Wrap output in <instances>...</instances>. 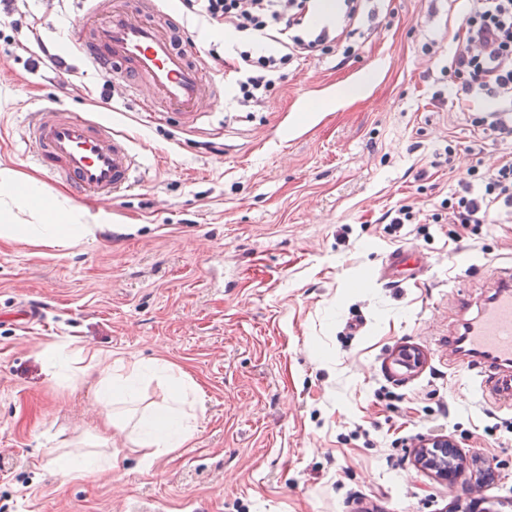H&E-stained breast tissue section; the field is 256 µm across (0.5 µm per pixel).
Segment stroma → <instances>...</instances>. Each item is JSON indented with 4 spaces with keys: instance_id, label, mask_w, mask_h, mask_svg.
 I'll list each match as a JSON object with an SVG mask.
<instances>
[{
    "instance_id": "stroma-1",
    "label": "stroma",
    "mask_w": 512,
    "mask_h": 512,
    "mask_svg": "<svg viewBox=\"0 0 512 512\" xmlns=\"http://www.w3.org/2000/svg\"><path fill=\"white\" fill-rule=\"evenodd\" d=\"M87 0H25L0 14V163L70 196L24 153L29 113L63 104L128 136L137 184L103 205L110 226L63 252L0 242V512H512V406L481 403L448 359L461 302L512 266V214L451 224L455 173L512 163V139L458 106L446 70L466 0H360L351 38L291 65L260 112L221 98L180 130L158 97L102 101L75 51ZM208 73L238 39L179 16ZM63 67L37 65L42 49ZM410 205L421 223L383 216ZM399 248L417 267L377 271ZM68 343L76 376H49ZM408 349L415 364L399 363ZM171 363L196 384V432L142 463L103 428L87 353ZM456 445L444 480L420 440Z\"/></svg>"
}]
</instances>
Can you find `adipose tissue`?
Returning <instances> with one entry per match:
<instances>
[{
  "label": "adipose tissue",
  "instance_id": "1",
  "mask_svg": "<svg viewBox=\"0 0 512 512\" xmlns=\"http://www.w3.org/2000/svg\"><path fill=\"white\" fill-rule=\"evenodd\" d=\"M20 203L30 212L32 223H20L14 211ZM107 221L104 212L91 211L64 197L50 196L37 182L20 180L12 169L0 167V239L65 250L79 243L96 241ZM89 365L101 375L105 403H134L142 375L140 368L134 367L124 373L118 364L103 362L96 354L90 355ZM153 370L166 375L170 381L172 397L168 403L143 410L132 425L122 414L111 412L107 415L113 427L129 429L133 447L147 449L148 454L143 458L147 465L153 457L183 447L196 431L195 424L183 410L187 388L184 378L165 362L155 363Z\"/></svg>",
  "mask_w": 512,
  "mask_h": 512
}]
</instances>
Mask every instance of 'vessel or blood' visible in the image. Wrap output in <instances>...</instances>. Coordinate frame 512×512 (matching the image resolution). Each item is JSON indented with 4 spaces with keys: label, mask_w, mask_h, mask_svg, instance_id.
Here are the masks:
<instances>
[{
    "label": "vessel or blood",
    "mask_w": 512,
    "mask_h": 512,
    "mask_svg": "<svg viewBox=\"0 0 512 512\" xmlns=\"http://www.w3.org/2000/svg\"><path fill=\"white\" fill-rule=\"evenodd\" d=\"M173 16L160 0H136L135 7L83 17L77 43L80 59L113 86L141 100L155 93L180 127L198 128L221 88L209 81L199 48L175 44ZM28 149L52 176L77 193L112 202L135 181L140 165L128 137L96 119L62 108L35 112L28 125ZM449 351L461 358L483 400L512 403V273L496 274L495 290L482 316L448 336Z\"/></svg>",
    "instance_id": "1"
}]
</instances>
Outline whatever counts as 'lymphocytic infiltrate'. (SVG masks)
<instances>
[{
    "mask_svg": "<svg viewBox=\"0 0 512 512\" xmlns=\"http://www.w3.org/2000/svg\"><path fill=\"white\" fill-rule=\"evenodd\" d=\"M313 0H182L185 9L235 33L241 43L224 63L238 111L262 107L286 79L289 66L330 40L327 31L310 32ZM458 48L449 68L461 77L460 106L480 96L497 98L512 112V0H471L457 33ZM273 49L259 53L255 43ZM448 199L459 224L496 223L512 208V164L484 172L467 169Z\"/></svg>",
    "mask_w": 512,
    "mask_h": 512,
    "instance_id": "lymphocytic-infiltrate-1",
    "label": "lymphocytic infiltrate"
}]
</instances>
